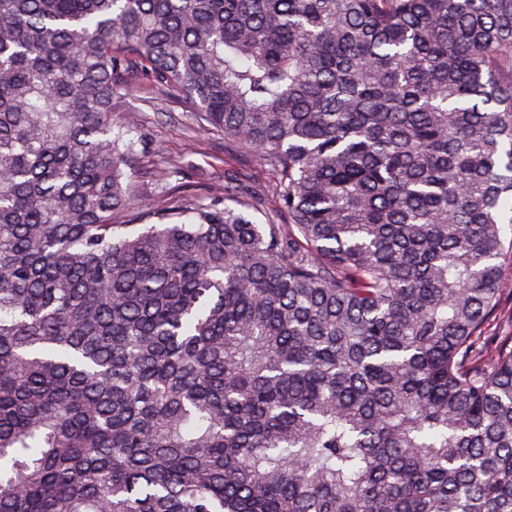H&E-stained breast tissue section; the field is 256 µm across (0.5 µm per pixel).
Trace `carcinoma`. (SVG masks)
<instances>
[{
	"mask_svg": "<svg viewBox=\"0 0 512 512\" xmlns=\"http://www.w3.org/2000/svg\"><path fill=\"white\" fill-rule=\"evenodd\" d=\"M134 75L275 217L138 202ZM506 224L512 0H0V512H512Z\"/></svg>",
	"mask_w": 512,
	"mask_h": 512,
	"instance_id": "carcinoma-1",
	"label": "carcinoma"
}]
</instances>
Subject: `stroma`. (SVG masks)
Wrapping results in <instances>:
<instances>
[{"mask_svg":"<svg viewBox=\"0 0 512 512\" xmlns=\"http://www.w3.org/2000/svg\"><path fill=\"white\" fill-rule=\"evenodd\" d=\"M121 109L140 116L142 153L133 178L140 201H150L163 186L171 200L183 205L220 202L225 174L248 191L262 190L274 179L255 158L229 152L223 134L202 130L176 93L158 89L147 77L134 80Z\"/></svg>","mask_w":512,"mask_h":512,"instance_id":"35a3bbf8","label":"stroma"}]
</instances>
